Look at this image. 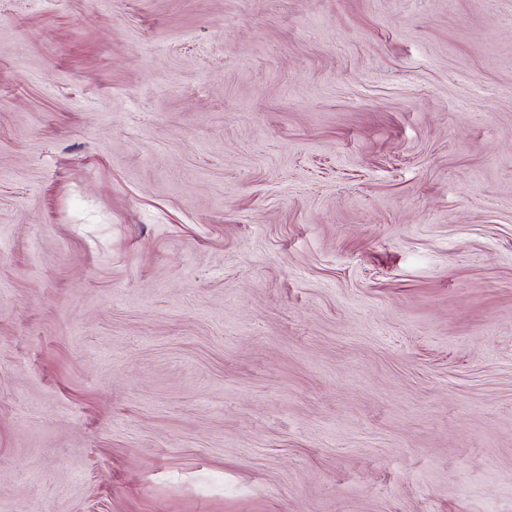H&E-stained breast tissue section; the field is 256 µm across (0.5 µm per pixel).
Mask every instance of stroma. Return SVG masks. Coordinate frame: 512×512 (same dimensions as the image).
<instances>
[{"instance_id": "1", "label": "stroma", "mask_w": 512, "mask_h": 512, "mask_svg": "<svg viewBox=\"0 0 512 512\" xmlns=\"http://www.w3.org/2000/svg\"><path fill=\"white\" fill-rule=\"evenodd\" d=\"M0 512H512V0H0Z\"/></svg>"}]
</instances>
